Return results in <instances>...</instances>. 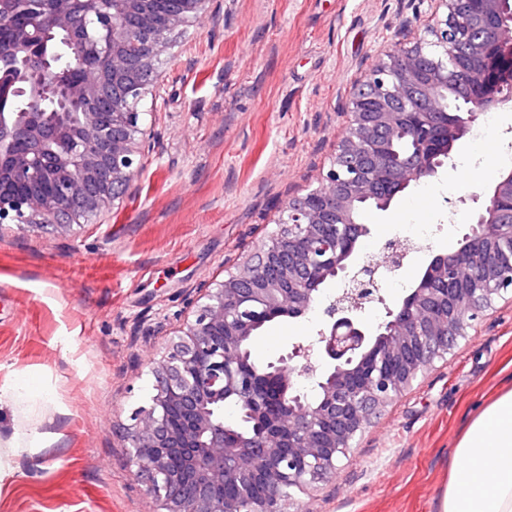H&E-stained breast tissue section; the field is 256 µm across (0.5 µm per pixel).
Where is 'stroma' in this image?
Here are the masks:
<instances>
[{
	"mask_svg": "<svg viewBox=\"0 0 512 512\" xmlns=\"http://www.w3.org/2000/svg\"><path fill=\"white\" fill-rule=\"evenodd\" d=\"M423 0H208L165 52L153 147L99 223L61 236L0 226V442L31 441L0 477V512H155L123 433L148 405L185 294L219 281L275 228L280 207L318 184L344 132L349 94L394 44L424 29ZM466 134L447 166L371 211L359 258L425 229L429 249L383 281L401 301L434 255L458 247L511 169ZM321 318H278L257 337L264 364ZM512 387V301L498 300L355 441L309 512H439L456 444Z\"/></svg>",
	"mask_w": 512,
	"mask_h": 512,
	"instance_id": "1",
	"label": "stroma"
}]
</instances>
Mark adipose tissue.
I'll return each instance as SVG.
<instances>
[{"label": "adipose tissue", "instance_id": "adipose-tissue-1", "mask_svg": "<svg viewBox=\"0 0 512 512\" xmlns=\"http://www.w3.org/2000/svg\"><path fill=\"white\" fill-rule=\"evenodd\" d=\"M441 512H512V389L499 393L462 435Z\"/></svg>", "mask_w": 512, "mask_h": 512}]
</instances>
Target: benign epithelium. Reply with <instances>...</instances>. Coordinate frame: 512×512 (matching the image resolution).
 <instances>
[{"label":"benign epithelium","mask_w":512,"mask_h":512,"mask_svg":"<svg viewBox=\"0 0 512 512\" xmlns=\"http://www.w3.org/2000/svg\"><path fill=\"white\" fill-rule=\"evenodd\" d=\"M0 0V224L58 234L94 224L143 168L146 94L170 35L198 21L206 0ZM444 18L413 45H396L358 82L349 121L321 186L288 200L277 228L224 279L184 298L191 318L151 367L153 395L125 434L129 459L157 512H305L309 495L336 472L356 437L437 358L468 334L479 314L512 289L484 242L512 243L500 203L512 200L502 174L463 244L433 256L411 292L392 307L362 275L401 264L390 242L380 262L352 260L370 233L356 205L378 195L387 209L410 183L435 176L478 116L512 105V0H440ZM488 17L466 41L469 19ZM463 90L452 109L448 94ZM112 100L103 118L97 107ZM410 136L400 156L394 142ZM345 285L324 305L316 344L258 369L246 363L269 310L300 318L319 286ZM385 305L376 330L361 316ZM246 408L247 434H229L228 399ZM261 480L262 498L250 495ZM233 481L238 498H224ZM296 490L283 493L284 486Z\"/></svg>","instance_id":"obj_1"}]
</instances>
